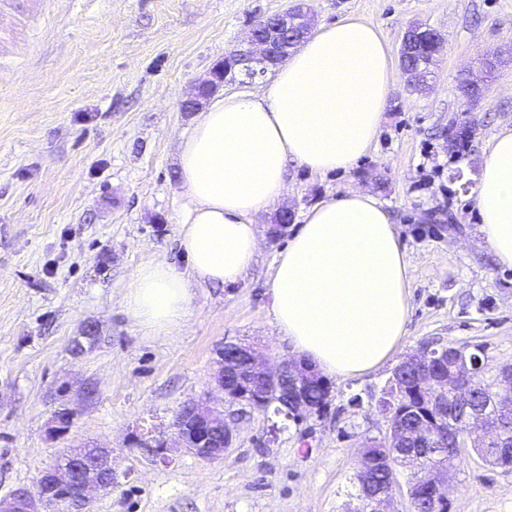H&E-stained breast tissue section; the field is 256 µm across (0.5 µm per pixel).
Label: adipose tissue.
<instances>
[{"instance_id":"ef3b65f1","label":"adipose tissue","mask_w":512,"mask_h":512,"mask_svg":"<svg viewBox=\"0 0 512 512\" xmlns=\"http://www.w3.org/2000/svg\"><path fill=\"white\" fill-rule=\"evenodd\" d=\"M395 79L382 33L355 17L307 37L260 92L214 102L182 141L187 271L141 266L124 297L149 336L182 326L195 286L238 283L259 252L253 216L287 188V165L349 170L374 145ZM473 203L498 266L512 270V128L489 146ZM409 257L390 213L350 188L309 210L274 261L272 310L293 352L323 375L360 377L393 358L410 316Z\"/></svg>"}]
</instances>
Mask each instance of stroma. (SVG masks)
Returning <instances> with one entry per match:
<instances>
[{
	"instance_id": "stroma-1",
	"label": "stroma",
	"mask_w": 512,
	"mask_h": 512,
	"mask_svg": "<svg viewBox=\"0 0 512 512\" xmlns=\"http://www.w3.org/2000/svg\"><path fill=\"white\" fill-rule=\"evenodd\" d=\"M292 0H21L27 27L0 61V497L32 486L60 451L111 449L115 485L91 512H354L362 444L390 424L369 393L395 368L330 379L323 413L294 423L273 413L236 422L223 459L173 452L152 460L135 436L171 438L181 405L209 397L217 352L248 343L269 366L291 359L268 288L274 258L304 214L344 189L370 191L391 213L411 262L401 355L434 341L482 346L488 371L512 364V271L478 231L463 179L477 183L493 136L512 128V0H308L314 26L356 17L398 55L405 28L439 31L423 85L397 73L380 133L350 171L288 166V190L254 221L258 255L233 285L194 290L185 324L145 335L123 306L138 267L178 270L186 199L179 146L199 118L182 108L256 21ZM501 64L486 73L481 62ZM486 87L475 100L462 79ZM466 125L463 145L448 128ZM291 220L273 227L281 212ZM95 325L82 353L71 350ZM363 395L354 406V395ZM73 412L62 436L49 427ZM448 512H512V469L462 449Z\"/></svg>"
}]
</instances>
